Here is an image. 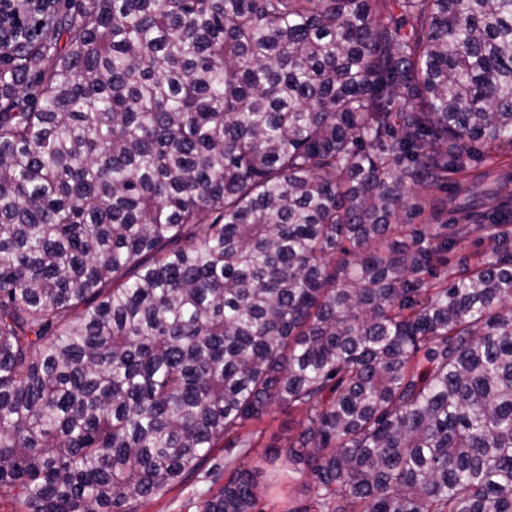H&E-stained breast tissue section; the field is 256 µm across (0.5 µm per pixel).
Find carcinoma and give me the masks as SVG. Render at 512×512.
<instances>
[{"label":"carcinoma","instance_id":"1","mask_svg":"<svg viewBox=\"0 0 512 512\" xmlns=\"http://www.w3.org/2000/svg\"><path fill=\"white\" fill-rule=\"evenodd\" d=\"M78 2L0 72V500L138 512L284 405L304 512H512V0Z\"/></svg>","mask_w":512,"mask_h":512}]
</instances>
